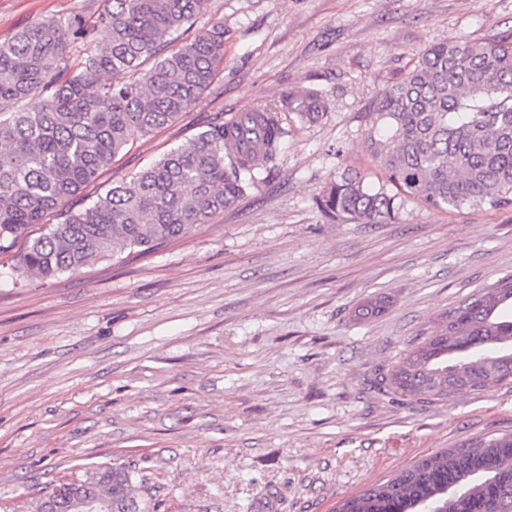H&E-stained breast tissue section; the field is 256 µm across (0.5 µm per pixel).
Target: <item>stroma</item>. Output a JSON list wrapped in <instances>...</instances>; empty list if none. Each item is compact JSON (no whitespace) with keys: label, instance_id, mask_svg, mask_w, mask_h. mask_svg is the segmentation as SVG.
Returning <instances> with one entry per match:
<instances>
[{"label":"stroma","instance_id":"1","mask_svg":"<svg viewBox=\"0 0 512 512\" xmlns=\"http://www.w3.org/2000/svg\"><path fill=\"white\" fill-rule=\"evenodd\" d=\"M92 0H0V41ZM222 71L174 125L100 178L187 145L207 115L282 91L296 116L275 168L223 214L150 253L41 280L0 256V512H37L56 477L128 469L157 512H333L422 457L512 433V384L417 403L378 368L469 295L512 274V209L331 224L314 195L343 170L374 183L364 112L432 44L512 25V0H209ZM384 299L361 319L365 301Z\"/></svg>","mask_w":512,"mask_h":512}]
</instances>
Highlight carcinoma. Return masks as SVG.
<instances>
[{
	"mask_svg": "<svg viewBox=\"0 0 512 512\" xmlns=\"http://www.w3.org/2000/svg\"><path fill=\"white\" fill-rule=\"evenodd\" d=\"M207 2L103 0L0 42V254L12 269L51 279L183 237L273 167L288 136L283 113L320 118L314 89L221 112L189 145L91 195L130 143L176 122L214 84L224 25L189 35ZM364 118L384 178L337 176L314 196L327 221L382 224L410 201L511 209L512 27L429 46ZM36 225L42 232L18 246ZM511 383L512 275L449 310L376 377L379 389L420 402ZM83 482L106 512H145L121 467L99 465ZM337 512H512V435L427 455Z\"/></svg>",
	"mask_w": 512,
	"mask_h": 512,
	"instance_id": "obj_1",
	"label": "carcinoma"
}]
</instances>
